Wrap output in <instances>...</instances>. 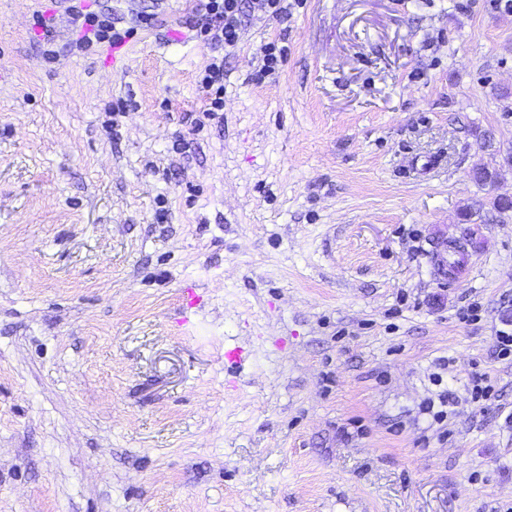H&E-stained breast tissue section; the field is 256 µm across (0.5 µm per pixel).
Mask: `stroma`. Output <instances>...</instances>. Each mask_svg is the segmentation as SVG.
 Instances as JSON below:
<instances>
[{
  "mask_svg": "<svg viewBox=\"0 0 512 512\" xmlns=\"http://www.w3.org/2000/svg\"><path fill=\"white\" fill-rule=\"evenodd\" d=\"M111 6L160 22L118 70L69 51L56 0H0V512H512V10L249 18L197 127L212 51L185 0ZM272 41L287 58L253 82ZM462 239L451 286L433 255ZM199 82L202 89L207 92L206 95L209 96V103L203 110V116L208 120L219 119L221 121L223 113L218 112H224V54L212 57Z\"/></svg>",
  "mask_w": 512,
  "mask_h": 512,
  "instance_id": "1",
  "label": "stroma"
}]
</instances>
